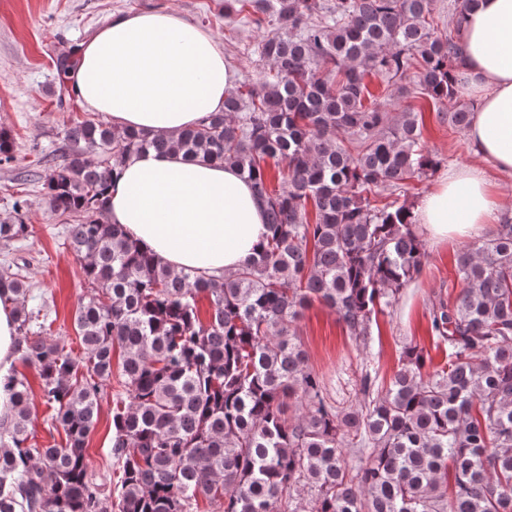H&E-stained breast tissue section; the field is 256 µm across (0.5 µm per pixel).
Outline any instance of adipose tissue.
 Wrapping results in <instances>:
<instances>
[{
    "label": "adipose tissue",
    "instance_id": "1",
    "mask_svg": "<svg viewBox=\"0 0 512 512\" xmlns=\"http://www.w3.org/2000/svg\"><path fill=\"white\" fill-rule=\"evenodd\" d=\"M459 41L473 161L449 169L415 211L436 242L478 234L511 204L498 178L512 177V0H477ZM67 80L115 127L170 136L222 111L235 74L211 31L151 10L112 16L80 44ZM104 220L173 270L217 278L255 256L269 233L264 205L237 169L154 150L121 167Z\"/></svg>",
    "mask_w": 512,
    "mask_h": 512
}]
</instances>
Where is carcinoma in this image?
<instances>
[{
	"instance_id": "1",
	"label": "carcinoma",
	"mask_w": 512,
	"mask_h": 512,
	"mask_svg": "<svg viewBox=\"0 0 512 512\" xmlns=\"http://www.w3.org/2000/svg\"><path fill=\"white\" fill-rule=\"evenodd\" d=\"M224 19L277 29L260 47L268 72L247 93L171 137L74 121L59 163L35 173L81 261L87 293L73 325L83 352L42 336L47 315L27 308L25 281L1 268L19 360L65 440L30 444V384L11 369L0 512H195L201 497L214 512H512L511 215L457 257L460 291L431 315L443 364L430 368L408 345L389 383L365 372L359 408L342 412L296 332L318 302L365 342L421 272L411 208L381 197L439 164L424 108L392 119L367 102L365 78L466 128L473 105L458 100L452 34L432 0H224ZM411 70L412 91L401 84ZM14 147L1 129L0 162ZM148 149L237 168L266 207L261 252L216 283L171 270L106 223L117 169ZM271 163L281 167L274 188ZM27 233L18 210L0 220L1 241ZM117 348L128 402L112 411L119 477L108 492L89 473L87 445Z\"/></svg>"
}]
</instances>
